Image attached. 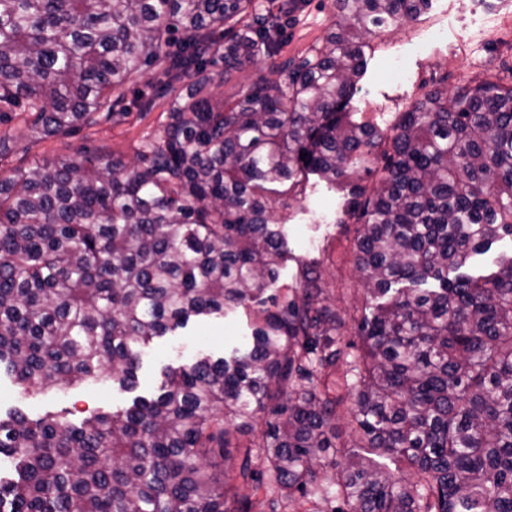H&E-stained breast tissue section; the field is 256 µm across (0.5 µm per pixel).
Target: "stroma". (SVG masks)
Returning a JSON list of instances; mask_svg holds the SVG:
<instances>
[{
    "label": "stroma",
    "mask_w": 512,
    "mask_h": 512,
    "mask_svg": "<svg viewBox=\"0 0 512 512\" xmlns=\"http://www.w3.org/2000/svg\"><path fill=\"white\" fill-rule=\"evenodd\" d=\"M333 11V0H302L288 25L280 57L302 54L322 41ZM367 68L348 104L355 118L391 129L402 112L438 84L448 87L480 81L512 66V0H430L425 13L394 31L372 39L365 49ZM158 74L148 71L126 94L125 113L73 132L37 139L23 113L0 115V132L10 136L0 168L29 166L56 157L81 159L85 153L117 155L134 160L141 146L154 139L167 121L168 104L155 97ZM150 110H142L144 101ZM346 196L318 175L306 174L287 207L274 215L284 241L277 281L269 295H281L299 280L302 264L316 263L329 290L330 302L344 318L359 316L365 296L351 252L356 224L337 223ZM256 325L252 311L228 309L224 314L190 320L187 326L155 337L141 356L137 385L124 392L105 381L80 383L27 395L7 376H0V409L17 408L35 417L66 412L73 420L127 407L134 395L155 391L168 368L218 359L240 348Z\"/></svg>",
    "instance_id": "stroma-1"
}]
</instances>
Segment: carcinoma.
I'll use <instances>...</instances> for the list:
<instances>
[{"mask_svg": "<svg viewBox=\"0 0 512 512\" xmlns=\"http://www.w3.org/2000/svg\"><path fill=\"white\" fill-rule=\"evenodd\" d=\"M428 4L334 0L326 38L276 66L285 79L216 102L279 52L293 0L252 17L253 0H0V112L35 136L124 111L151 68L168 99L133 163L0 170V371L25 393L133 389L154 337L277 280L273 186L373 179L340 219L361 225V316L305 267L255 311L244 351L165 371L153 397L77 422L0 414V512H512V257L468 269L512 238V67L425 92L389 133L347 110L367 40ZM265 411L211 473L229 427Z\"/></svg>", "mask_w": 512, "mask_h": 512, "instance_id": "obj_1", "label": "carcinoma"}]
</instances>
